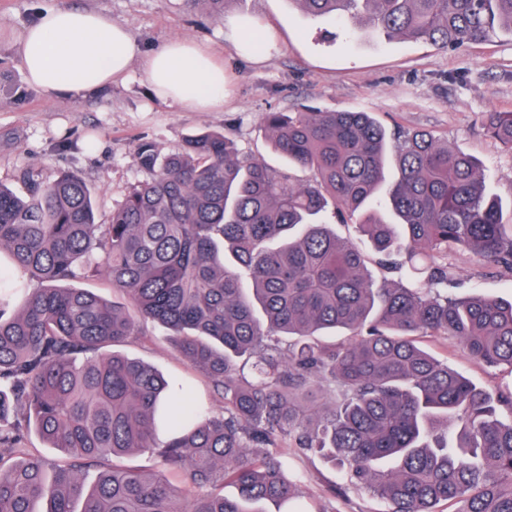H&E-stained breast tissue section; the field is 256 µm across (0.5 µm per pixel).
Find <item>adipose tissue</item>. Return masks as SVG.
Segmentation results:
<instances>
[{
    "label": "adipose tissue",
    "mask_w": 512,
    "mask_h": 512,
    "mask_svg": "<svg viewBox=\"0 0 512 512\" xmlns=\"http://www.w3.org/2000/svg\"><path fill=\"white\" fill-rule=\"evenodd\" d=\"M19 61L28 83L48 97L82 96L125 80L138 48L129 30L89 9L42 12L19 37ZM153 95L190 112L224 105V67L199 43L177 38L147 56Z\"/></svg>",
    "instance_id": "1"
}]
</instances>
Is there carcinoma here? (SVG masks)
Listing matches in <instances>:
<instances>
[{
	"label": "carcinoma",
	"instance_id": "cac0c4a2",
	"mask_svg": "<svg viewBox=\"0 0 512 512\" xmlns=\"http://www.w3.org/2000/svg\"><path fill=\"white\" fill-rule=\"evenodd\" d=\"M348 38L369 29L457 50L500 32L512 0H294ZM288 165L244 159L221 131L165 152L141 139L145 179L98 219L75 172L0 186V512H311L279 448L319 454L386 512H512V386L492 394L420 346L455 339L512 370V299L378 280L321 221L356 220L384 270L446 284L448 252L512 270V217L472 156L367 112H266ZM487 133L512 146V112ZM99 251L103 263H91ZM107 278L132 310L71 283ZM154 322L222 396L214 414L112 350ZM347 330L346 343L311 337ZM35 430L59 454L25 452ZM139 454L165 471L126 463ZM85 484V472L104 461ZM188 476L192 493L171 480ZM237 491L224 495V486ZM46 502L47 508L37 505Z\"/></svg>",
	"mask_w": 512,
	"mask_h": 512
}]
</instances>
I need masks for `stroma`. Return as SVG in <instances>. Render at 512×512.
Returning a JSON list of instances; mask_svg holds the SVG:
<instances>
[{
    "label": "stroma",
    "mask_w": 512,
    "mask_h": 512,
    "mask_svg": "<svg viewBox=\"0 0 512 512\" xmlns=\"http://www.w3.org/2000/svg\"><path fill=\"white\" fill-rule=\"evenodd\" d=\"M45 6L104 13L129 29L145 56L174 37L208 46L224 60L223 110L184 112L162 103L137 63L129 80L112 90L79 98L42 95L20 68L18 41ZM242 15L274 35L271 49L254 59L236 53L224 25ZM301 108L367 112L391 131H431L480 162L492 193L512 197V147L485 130L488 113L512 112L511 37L448 51L424 43L397 45L375 33L352 43L331 18L310 16L294 0H228L220 16L204 6L188 8L184 0H0V184L15 192L25 190L23 171L43 182L75 171L93 189L101 218H108L144 178L133 159L140 139L169 151L204 128L223 131L240 156L282 168L286 162L274 151L262 115ZM448 265L454 273L449 294L512 297L511 270L459 252L449 253ZM421 343L477 386L493 389L512 380L508 369L472 361L451 338L425 337ZM120 351L185 380L188 399L222 411L221 396L162 327L147 324L145 335ZM290 462L303 474L305 499L316 512H383L382 502L354 487L330 494V485L341 480L330 463L296 455Z\"/></svg>",
    "instance_id": "stroma-1"
}]
</instances>
